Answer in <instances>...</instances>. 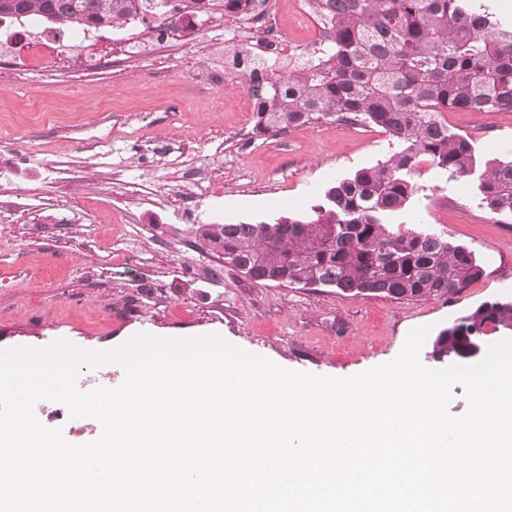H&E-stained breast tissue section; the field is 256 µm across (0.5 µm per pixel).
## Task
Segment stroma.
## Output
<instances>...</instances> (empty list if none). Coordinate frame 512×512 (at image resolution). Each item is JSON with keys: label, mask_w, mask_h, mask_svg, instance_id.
<instances>
[{"label": "stroma", "mask_w": 512, "mask_h": 512, "mask_svg": "<svg viewBox=\"0 0 512 512\" xmlns=\"http://www.w3.org/2000/svg\"><path fill=\"white\" fill-rule=\"evenodd\" d=\"M285 61L312 56L313 23L292 0H267ZM178 45L143 43L131 23L80 58L30 69L19 44L0 65V102L27 107L24 125L0 122V349L65 340L108 351L140 332L216 334L282 367L350 377L392 361L408 333L443 330L479 304L512 299V218L491 214L473 182L418 165V191L399 222L426 225L472 249L484 267L461 294L395 300L333 288L286 287L225 270L202 253L193 224L273 222L305 212L330 182L392 151L381 128L322 121L252 135L245 58L263 56L249 21L195 18ZM483 159L512 157V112L449 111ZM74 223L59 225L61 212ZM151 295H140L142 285Z\"/></svg>", "instance_id": "35a3bbf8"}]
</instances>
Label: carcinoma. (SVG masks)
Instances as JSON below:
<instances>
[{
  "label": "carcinoma",
  "instance_id": "carcinoma-1",
  "mask_svg": "<svg viewBox=\"0 0 512 512\" xmlns=\"http://www.w3.org/2000/svg\"><path fill=\"white\" fill-rule=\"evenodd\" d=\"M0 0V20L36 15L62 30L166 21L179 13L260 22L256 0ZM327 28L317 58L276 73L280 53L263 30V58L248 60L256 100L253 134L315 121L374 124L398 149L329 184L320 203L274 223L193 224L198 248L258 282L321 286L396 300L459 295L483 275L475 253L429 230L393 224L417 187L420 157L453 180L475 179L490 213L512 217V159L482 162L448 111H512V23L469 0H313ZM512 333V300L486 301L442 330L438 360L472 359L486 328Z\"/></svg>",
  "mask_w": 512,
  "mask_h": 512
}]
</instances>
